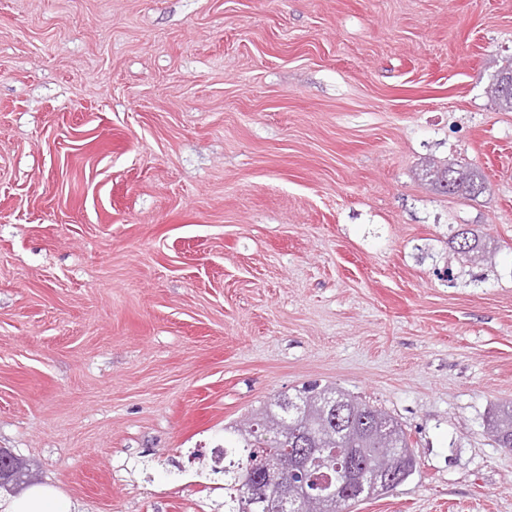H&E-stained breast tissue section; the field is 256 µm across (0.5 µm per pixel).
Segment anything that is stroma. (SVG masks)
Returning a JSON list of instances; mask_svg holds the SVG:
<instances>
[{
  "label": "stroma",
  "instance_id": "obj_1",
  "mask_svg": "<svg viewBox=\"0 0 512 512\" xmlns=\"http://www.w3.org/2000/svg\"><path fill=\"white\" fill-rule=\"evenodd\" d=\"M511 60L512 0H0V448L224 512L225 427L315 382L417 459L354 512H512ZM505 80L512 81V65L504 67L497 74L495 82L490 87V94L497 106L507 112H512V93H500L497 86L502 85ZM426 179L437 190L451 195H480L486 192V185L479 173L456 163L437 164L429 162L425 169ZM486 430L499 448L512 452V406H498L487 420Z\"/></svg>",
  "mask_w": 512,
  "mask_h": 512
}]
</instances>
